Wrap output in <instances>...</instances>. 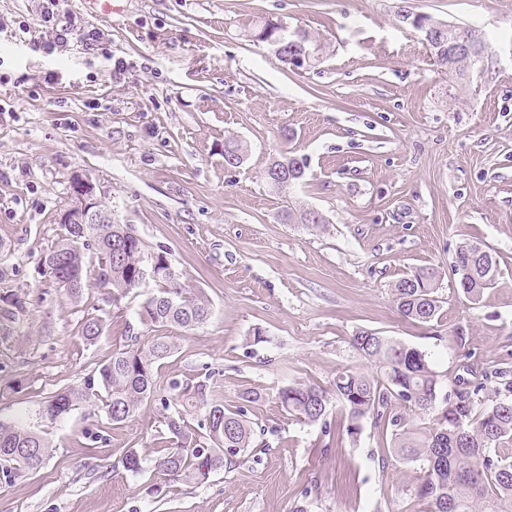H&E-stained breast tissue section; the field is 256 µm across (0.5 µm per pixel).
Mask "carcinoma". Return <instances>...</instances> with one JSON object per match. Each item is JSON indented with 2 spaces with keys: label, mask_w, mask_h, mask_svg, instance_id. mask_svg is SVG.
Listing matches in <instances>:
<instances>
[{
  "label": "carcinoma",
  "mask_w": 512,
  "mask_h": 512,
  "mask_svg": "<svg viewBox=\"0 0 512 512\" xmlns=\"http://www.w3.org/2000/svg\"><path fill=\"white\" fill-rule=\"evenodd\" d=\"M247 146L236 137L224 139V164L243 162ZM64 233L42 257L44 274L69 296L78 297L89 281L109 290L117 304L138 282L148 261L156 262L157 292L147 295L137 310L139 322L149 328L177 327L193 330L211 316L206 294L179 281L165 252H151L126 224H65ZM95 250L97 263L87 266L84 251ZM458 291L470 299L489 288L498 270L491 251L459 246L453 264ZM438 271L417 267L393 285L399 314L420 323L436 317ZM0 308V334L10 335V324L19 320L26 302L6 298ZM104 322L88 314L80 324L82 339L94 345L103 335ZM351 348L376 366L373 375L345 371L336 376L333 392L309 383L295 382L278 388L281 407L306 423L325 421L331 399H336L348 420L347 434L360 430L359 421L370 417L390 430L393 453L405 463L419 466L423 477L413 488L418 499L428 501L430 512H512V378L498 371L495 378L504 393L489 404L480 400L484 383L456 381L444 390L427 353L390 336L358 330ZM174 345L166 336L147 342L137 335L124 337L95 372L78 386L56 392L38 407L50 422L66 419L85 404L97 407L101 418L83 436L87 447L106 442L103 428L127 421L145 400L160 402L165 437L151 471L164 481L184 478L204 481L237 458L254 443L255 428L244 407L229 409L209 398L212 373L191 382L171 381L164 394L155 378V366L168 357ZM201 418L191 426L187 415ZM430 418L420 426L409 413ZM50 443L39 432L0 421V475L10 481L18 471H35L49 456ZM125 470L140 473L144 461L134 449L122 459Z\"/></svg>",
  "instance_id": "1"
}]
</instances>
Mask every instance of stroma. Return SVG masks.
I'll return each instance as SVG.
<instances>
[{"label": "stroma", "instance_id": "obj_1", "mask_svg": "<svg viewBox=\"0 0 512 512\" xmlns=\"http://www.w3.org/2000/svg\"><path fill=\"white\" fill-rule=\"evenodd\" d=\"M43 6L0 0V298L28 300L0 341V420L41 431L53 451L40 470L0 478V512H425L408 491L419 468L394 457L372 419L329 436L286 413L276 392L373 372L349 345L359 329L426 352L448 390L465 371H512V0H112L108 12L59 0L51 24ZM402 9L481 31L482 67L462 82L435 65ZM264 18L318 39L321 63L288 68L248 38ZM56 24L99 32L110 56L74 41L47 51ZM229 136L248 146L235 168L224 165ZM288 151L305 176L280 192L265 170ZM77 175L212 303L199 328H160L176 350L159 384L207 367L225 406L260 395L243 404L261 430L253 448L205 482L159 484L122 467L132 448L154 457L157 401L109 426L94 454L83 436L93 407L53 424L35 414L125 332L148 333L136 316L146 289L117 304L93 286L74 299L41 273ZM302 208L327 231L287 221ZM471 242L499 260L474 301L453 272ZM419 266L440 273L429 323L401 318L392 292ZM89 313L107 324L92 346L78 333Z\"/></svg>", "mask_w": 512, "mask_h": 512}]
</instances>
